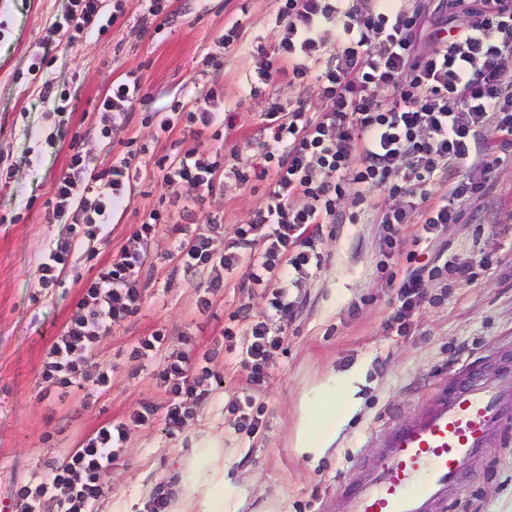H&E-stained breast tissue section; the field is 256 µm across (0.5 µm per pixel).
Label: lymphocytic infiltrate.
I'll use <instances>...</instances> for the list:
<instances>
[{"label": "lymphocytic infiltrate", "mask_w": 512, "mask_h": 512, "mask_svg": "<svg viewBox=\"0 0 512 512\" xmlns=\"http://www.w3.org/2000/svg\"><path fill=\"white\" fill-rule=\"evenodd\" d=\"M278 2L276 37L258 51L256 81L265 88L283 78L313 84L317 105L299 100L287 106L268 99L259 151L242 167L225 166V138L219 132L209 144L155 158L164 195L181 201V210L175 215L163 206L151 209L132 242L84 283L79 301L84 313L50 348L47 380L69 383L100 332L137 313V270L158 225H170L176 233L174 254L184 272L206 267L230 272L243 263L251 284L263 288L272 276H287L239 352L240 368L260 387L266 382L268 352L281 343L274 322L289 310L287 290L299 287L320 264L308 229L335 223L346 193H354L361 205L373 188L405 197L403 206L376 211L390 250L397 245L400 225L418 224L427 234L441 231L458 218L456 200L482 194L481 182L464 179L450 190L448 202L438 205L430 188L450 164L468 158L478 129L512 136V70L502 64L504 55L512 54V0H445L448 13L463 11L470 20L455 35L440 24L432 33L434 47L425 54L416 47L421 14L408 12L399 0ZM122 14L121 5L108 8L104 0H69L52 29L70 43L107 33ZM140 91L132 71L108 89L98 123L102 138H109L117 121L133 111ZM216 99L210 90L194 98L190 108L176 104L155 110V136L183 122L205 128L223 123ZM136 158L130 150L100 167L72 148L51 200L52 217L66 232L41 256V287L59 283L83 240L107 239ZM229 179L239 188L267 183L263 206L232 230L212 220L206 232L189 234L188 225L198 221V204L223 192ZM188 188L194 192L189 200L184 197ZM223 233L229 239L223 250H215L213 238ZM191 366L189 355L181 352L165 370L174 379L166 411L172 430L191 415L185 404L197 388L189 378Z\"/></svg>", "instance_id": "1"}]
</instances>
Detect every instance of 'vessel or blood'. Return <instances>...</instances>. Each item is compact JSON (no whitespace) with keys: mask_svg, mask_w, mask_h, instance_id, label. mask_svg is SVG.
<instances>
[{"mask_svg":"<svg viewBox=\"0 0 512 512\" xmlns=\"http://www.w3.org/2000/svg\"><path fill=\"white\" fill-rule=\"evenodd\" d=\"M510 423L512 400L498 385L464 376L419 419L389 433L387 452L342 486V512H434Z\"/></svg>","mask_w":512,"mask_h":512,"instance_id":"b4317fda","label":"vessel or blood"}]
</instances>
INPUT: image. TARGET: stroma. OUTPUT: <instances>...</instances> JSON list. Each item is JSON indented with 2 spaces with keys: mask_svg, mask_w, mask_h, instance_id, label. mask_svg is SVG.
I'll return each instance as SVG.
<instances>
[{
  "mask_svg": "<svg viewBox=\"0 0 512 512\" xmlns=\"http://www.w3.org/2000/svg\"><path fill=\"white\" fill-rule=\"evenodd\" d=\"M277 6V0H170L171 22L159 32L144 19L140 0H122L121 30L66 44L49 27L67 0H0V503L7 512H20L25 490L37 496V512H65L52 485L55 469L115 425L124 426L125 437L98 471L103 493L90 512H149L162 485L175 503L188 462L207 461L214 451L238 488L239 512H338V482L354 466L377 460L388 429L422 414L462 364L490 376L512 367V147L500 148L496 135L484 131L466 164L450 165L431 190L439 197L470 177L484 181L485 191L458 201L457 222L431 240H421V225L404 224L399 248L382 253L383 226L353 196L344 198L345 223L319 228V270L288 292L292 309L278 322L282 342L266 361L262 389H254L227 352L224 328L261 320L278 282L252 287L241 268L211 290L207 274L191 276L179 267L164 225L137 273L139 311L98 336L76 383L44 380L48 349L81 314L83 282L120 252L163 193L158 173L141 171L128 206L112 218L109 243L84 242L62 281L40 287V256L65 232L53 222L49 201L71 141L104 166L128 140L154 155L176 153L188 130L155 138L152 113L211 88L234 116L228 143L242 145L227 164L249 163L253 151L243 143L258 133L266 106L265 95L250 93L253 60L273 39ZM235 24L240 37L225 52L223 68L204 66L215 37ZM39 46L71 92L67 113L50 111L39 97L44 74L33 60ZM130 71L141 80L143 102L111 139L90 135L108 87ZM264 200L263 184L239 189L229 182L206 198L199 217L229 229ZM461 267L472 280L458 276ZM413 269L426 277L402 331L392 317L399 283ZM159 327L169 350L206 359L210 370L205 396L193 401L192 417L173 433L164 421L170 399L164 356L134 353ZM354 371L360 376L355 415L318 461L299 455L293 438L303 400L329 376ZM248 395L255 398L253 429L231 412ZM144 411L149 419L134 422ZM439 512H512V427L486 448Z\"/></svg>",
  "mask_w": 512,
  "mask_h": 512,
  "instance_id": "35a3bbf8",
  "label": "stroma"
}]
</instances>
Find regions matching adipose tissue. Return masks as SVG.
Segmentation results:
<instances>
[{
    "label": "adipose tissue",
    "mask_w": 512,
    "mask_h": 512,
    "mask_svg": "<svg viewBox=\"0 0 512 512\" xmlns=\"http://www.w3.org/2000/svg\"><path fill=\"white\" fill-rule=\"evenodd\" d=\"M354 382L351 375L327 379L306 399L295 440L299 454L318 459L335 442L358 406ZM188 481L191 492L203 497V512H238V490L225 479L223 470L192 462L188 465Z\"/></svg>",
    "instance_id": "ef3b65f1"
}]
</instances>
